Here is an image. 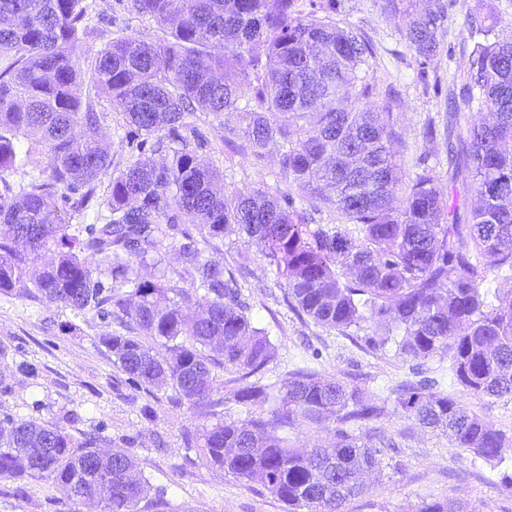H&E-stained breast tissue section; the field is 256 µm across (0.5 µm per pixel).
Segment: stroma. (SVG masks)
<instances>
[{
	"instance_id": "stroma-1",
	"label": "stroma",
	"mask_w": 512,
	"mask_h": 512,
	"mask_svg": "<svg viewBox=\"0 0 512 512\" xmlns=\"http://www.w3.org/2000/svg\"><path fill=\"white\" fill-rule=\"evenodd\" d=\"M448 19L439 54L421 70L407 41L387 21L385 0H342L336 21L351 28L373 48L369 74L376 83L370 106L393 115L401 133L397 147L405 176H413L420 155H427L440 185L448 183L447 89L468 67L465 16L489 4L501 22L512 21V0H445ZM93 99L117 163L129 156L118 128L123 120L90 85L78 90ZM437 137L423 138L426 125ZM198 126L209 141L203 160L224 176L226 190L292 192L296 207H306L301 192L291 191L280 163V144L255 157L243 139H225L224 128L212 116ZM207 255L221 265L247 256L249 273L243 289L250 315L267 328L277 348L265 380L285 377L304 366L326 379H338L393 397L402 385L428 378L432 389L461 397L467 407L493 428L512 434V397L486 398L462 394L449 371L447 358L436 356L423 369L394 354H377L357 336H346L299 318L285 303L284 290L265 267L256 247L237 236L214 243ZM105 326L93 314H75L37 295H0V346L8 355L0 362V414L36 416L65 421L70 433L100 432L102 452L133 455L153 486L171 489L167 512H287L283 502L265 490L242 486L205 459H183L181 434L196 418L188 406L170 403L164 390L147 394L130 386L99 342ZM30 363L35 373L22 371ZM379 451L382 473L362 495L345 505V512H418L423 502L448 500L467 512H512V464L495 467L449 447L445 437L415 422L388 413L366 426ZM135 444H127L126 436ZM14 480L0 478V512H103L100 505L68 497L51 479L28 482L17 493Z\"/></svg>"
}]
</instances>
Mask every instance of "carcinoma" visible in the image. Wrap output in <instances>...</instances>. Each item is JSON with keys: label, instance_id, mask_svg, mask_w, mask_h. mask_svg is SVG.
Returning a JSON list of instances; mask_svg holds the SVG:
<instances>
[{"label": "carcinoma", "instance_id": "1", "mask_svg": "<svg viewBox=\"0 0 512 512\" xmlns=\"http://www.w3.org/2000/svg\"><path fill=\"white\" fill-rule=\"evenodd\" d=\"M116 5L155 21L166 38L119 35L83 71L87 0H0V171L15 167L32 136L49 170L19 190L0 176V294L36 291L94 314L108 327L99 342L131 386L169 390L171 403L196 410L198 423L182 435L185 459L203 456L288 512H344L365 490L379 450L347 427L378 419L387 399L305 369L250 381L276 348L249 316L237 279L246 266L213 262L205 252L214 242L234 233L255 246L298 316L363 330L369 348L406 360L443 354L463 393L512 396V297L487 287L490 276L512 272V24L466 16L469 67L448 88V182L476 203L446 208L430 168L402 179L392 114L382 119L369 106L371 45L334 21L340 0ZM447 18L442 0H388L386 19L423 69ZM85 82L122 116L130 158L121 168L95 105L77 94ZM476 104L494 121H469ZM199 112L235 117L225 131L256 155L281 142L289 182L343 223L310 224L289 193L224 190L199 156L207 146L192 121ZM93 201L108 212L104 223L66 219L64 206ZM166 246L178 249L192 290L167 278ZM200 291L205 307L194 312ZM114 320L122 331H110ZM217 368L237 374V387L221 393ZM230 405L246 417H227ZM393 408L485 461L499 465L512 450V435L424 383L404 386ZM298 413L336 423L335 441L292 446L284 432ZM4 435L1 478L48 477L103 512H138L151 491L134 457L103 454L94 434L77 440L56 423L6 414Z\"/></svg>", "mask_w": 512, "mask_h": 512}]
</instances>
